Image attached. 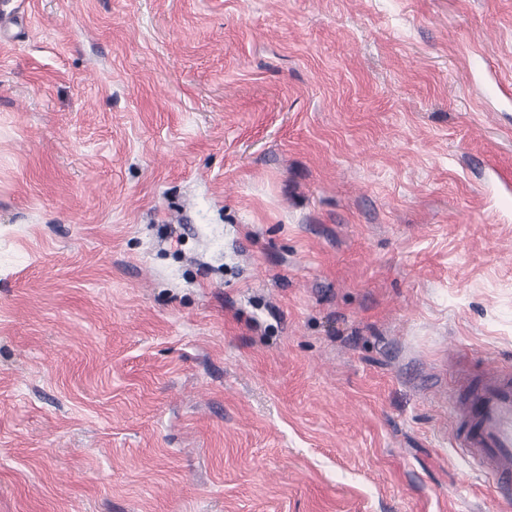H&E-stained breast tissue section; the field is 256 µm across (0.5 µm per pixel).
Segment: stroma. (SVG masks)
<instances>
[{
	"mask_svg": "<svg viewBox=\"0 0 512 512\" xmlns=\"http://www.w3.org/2000/svg\"><path fill=\"white\" fill-rule=\"evenodd\" d=\"M0 0V512H512V0ZM453 442L483 475L512 484V377L488 369L455 418Z\"/></svg>",
	"mask_w": 512,
	"mask_h": 512,
	"instance_id": "obj_1",
	"label": "stroma"
}]
</instances>
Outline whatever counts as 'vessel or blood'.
<instances>
[{
    "label": "vessel or blood",
    "instance_id": "obj_1",
    "mask_svg": "<svg viewBox=\"0 0 512 512\" xmlns=\"http://www.w3.org/2000/svg\"><path fill=\"white\" fill-rule=\"evenodd\" d=\"M453 441L480 473L512 484V376L485 371L455 418Z\"/></svg>",
    "mask_w": 512,
    "mask_h": 512
}]
</instances>
